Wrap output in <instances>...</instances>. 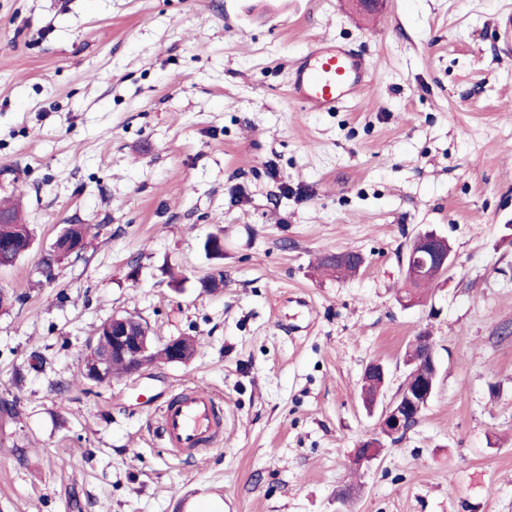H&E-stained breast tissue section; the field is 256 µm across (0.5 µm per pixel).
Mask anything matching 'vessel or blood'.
<instances>
[{
	"label": "vessel or blood",
	"mask_w": 512,
	"mask_h": 512,
	"mask_svg": "<svg viewBox=\"0 0 512 512\" xmlns=\"http://www.w3.org/2000/svg\"><path fill=\"white\" fill-rule=\"evenodd\" d=\"M370 81L362 57L334 42L312 45L289 72V93L306 111L332 112L338 104L356 98ZM168 447L179 454H194L207 446H221L224 419L210 391L191 388L168 399L159 411Z\"/></svg>",
	"instance_id": "1"
}]
</instances>
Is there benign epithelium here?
<instances>
[{"mask_svg":"<svg viewBox=\"0 0 512 512\" xmlns=\"http://www.w3.org/2000/svg\"><path fill=\"white\" fill-rule=\"evenodd\" d=\"M85 240L56 237L52 250L59 253H73L81 250ZM412 250L420 256L421 263L406 268L407 281H418L432 271H447L455 264V256L447 239L433 231L417 235L412 243ZM142 326L132 314H114L107 321V335L112 345L109 349L90 352L83 360L81 374L89 381L105 383L108 370L115 360H122L132 365V372L140 373L156 363L157 348L166 350L164 361L178 363L182 361L181 339L173 337L159 345L147 336L140 335ZM437 389V378L431 376L416 382H410L407 388L398 393L376 414L375 432L369 440L361 445V450L354 454V464L361 467L370 465L382 451L383 441H395L408 432L411 421L421 419Z\"/></svg>","mask_w":512,"mask_h":512,"instance_id":"1","label":"benign epithelium"}]
</instances>
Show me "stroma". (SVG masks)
Returning <instances> with one entry per match:
<instances>
[{
  "instance_id": "35a3bbf8",
  "label": "stroma",
  "mask_w": 512,
  "mask_h": 512,
  "mask_svg": "<svg viewBox=\"0 0 512 512\" xmlns=\"http://www.w3.org/2000/svg\"><path fill=\"white\" fill-rule=\"evenodd\" d=\"M512 0H0V199L32 250L0 267V512H512ZM370 83L307 112L288 70L315 42ZM68 224L81 259L42 271ZM455 265L404 301L414 236ZM224 236L222 255L207 237ZM360 253L355 272L324 256ZM224 286L203 290V278ZM135 314L194 356L83 380L100 325ZM436 340L422 418L367 468L361 399L391 400ZM188 386L224 444L175 455ZM159 421L168 448L182 455L223 442L224 418L215 397L204 388L183 390L168 399Z\"/></svg>"
}]
</instances>
